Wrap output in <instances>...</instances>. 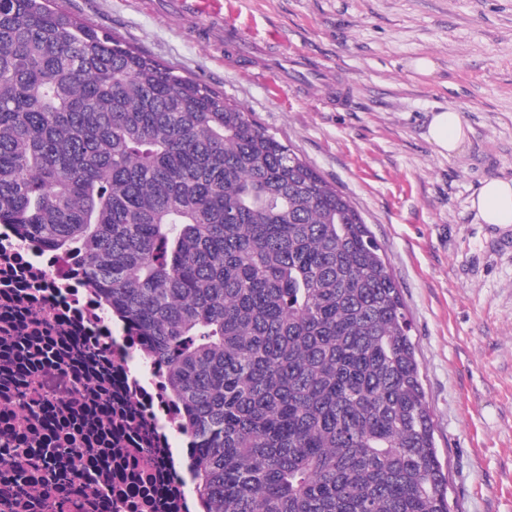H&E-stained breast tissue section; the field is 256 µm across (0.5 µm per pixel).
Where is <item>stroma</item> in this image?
<instances>
[{"mask_svg": "<svg viewBox=\"0 0 512 512\" xmlns=\"http://www.w3.org/2000/svg\"><path fill=\"white\" fill-rule=\"evenodd\" d=\"M57 3L223 90L346 194L401 291L450 512H512V224L470 205L512 179V0H222L247 54L158 0ZM449 108L452 156L427 135ZM428 136L442 154L457 153L467 136L459 112L451 109L436 112L430 121Z\"/></svg>", "mask_w": 512, "mask_h": 512, "instance_id": "35a3bbf8", "label": "stroma"}]
</instances>
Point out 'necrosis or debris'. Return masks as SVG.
<instances>
[{"label":"necrosis or debris","mask_w":512,"mask_h":512,"mask_svg":"<svg viewBox=\"0 0 512 512\" xmlns=\"http://www.w3.org/2000/svg\"><path fill=\"white\" fill-rule=\"evenodd\" d=\"M84 257L0 224V512H191L166 367Z\"/></svg>","instance_id":"1"}]
</instances>
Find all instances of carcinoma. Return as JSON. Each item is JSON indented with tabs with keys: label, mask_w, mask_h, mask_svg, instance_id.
Masks as SVG:
<instances>
[{
	"label": "carcinoma",
	"mask_w": 512,
	"mask_h": 512,
	"mask_svg": "<svg viewBox=\"0 0 512 512\" xmlns=\"http://www.w3.org/2000/svg\"><path fill=\"white\" fill-rule=\"evenodd\" d=\"M0 224L87 244L167 364L206 512H449L380 246L223 91L0 0Z\"/></svg>",
	"instance_id": "cac0c4a2"
}]
</instances>
